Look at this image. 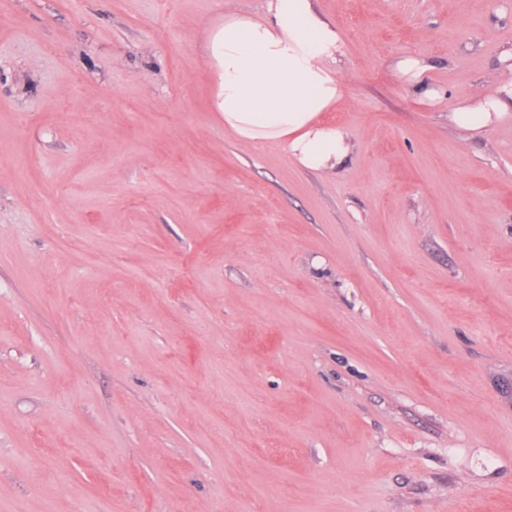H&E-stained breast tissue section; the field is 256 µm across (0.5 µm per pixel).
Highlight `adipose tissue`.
Returning <instances> with one entry per match:
<instances>
[{
    "instance_id": "adipose-tissue-1",
    "label": "adipose tissue",
    "mask_w": 512,
    "mask_h": 512,
    "mask_svg": "<svg viewBox=\"0 0 512 512\" xmlns=\"http://www.w3.org/2000/svg\"><path fill=\"white\" fill-rule=\"evenodd\" d=\"M344 44L314 0H266L262 16L225 15L210 38L213 105L240 140L279 144L302 168L330 173L347 158L344 129L322 121L344 95L337 65ZM512 116V77L495 94L451 109L480 132Z\"/></svg>"
}]
</instances>
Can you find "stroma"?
Segmentation results:
<instances>
[{"label":"stroma","mask_w":512,"mask_h":512,"mask_svg":"<svg viewBox=\"0 0 512 512\" xmlns=\"http://www.w3.org/2000/svg\"><path fill=\"white\" fill-rule=\"evenodd\" d=\"M316 7L332 174L212 108L264 0H0V512H512V0ZM396 71L404 79L409 89L422 100L434 101L439 98L436 90L430 88L426 83V65L418 59L405 58L396 65ZM512 77L500 82L495 94L475 102L451 107V120L459 127L481 132L498 121L512 117Z\"/></svg>","instance_id":"1"}]
</instances>
